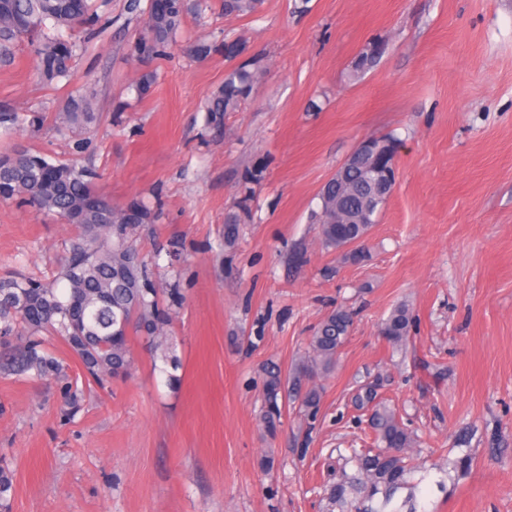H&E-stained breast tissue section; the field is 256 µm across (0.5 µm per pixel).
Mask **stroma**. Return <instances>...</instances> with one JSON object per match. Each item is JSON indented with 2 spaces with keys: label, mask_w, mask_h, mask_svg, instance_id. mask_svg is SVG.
Here are the masks:
<instances>
[{
  "label": "stroma",
  "mask_w": 512,
  "mask_h": 512,
  "mask_svg": "<svg viewBox=\"0 0 512 512\" xmlns=\"http://www.w3.org/2000/svg\"><path fill=\"white\" fill-rule=\"evenodd\" d=\"M127 5L98 0L104 27L80 43L70 83L41 84L16 43L0 63V112L48 119L0 134V155L78 162L113 202L154 211L136 246L156 284L182 296L166 329L180 383L169 386L141 337L133 376L92 388L72 413L60 382L0 372L10 512H340L327 491L341 455L372 445L352 401L369 383L416 441L396 503L512 512V0H264L249 17L203 0L168 55L145 62L130 46L149 0ZM226 37L265 72L216 123L205 107L232 63L187 49ZM373 38L376 64L355 71ZM76 87L88 120L58 122ZM389 135L396 185L362 258L343 259L321 243L319 190L359 140ZM78 234L0 200V276L50 278ZM402 304L415 323L396 353L380 324ZM337 307L354 325L316 419L289 403L267 437L264 367L293 368ZM464 455L470 468L454 467Z\"/></svg>",
  "instance_id": "35a3bbf8"
}]
</instances>
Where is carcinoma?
<instances>
[{
	"label": "carcinoma",
	"instance_id": "carcinoma-1",
	"mask_svg": "<svg viewBox=\"0 0 512 512\" xmlns=\"http://www.w3.org/2000/svg\"><path fill=\"white\" fill-rule=\"evenodd\" d=\"M96 0H0V59H11V47L28 40L40 80L49 85L70 77L77 43L61 31H93L100 21ZM261 0H223L227 15L256 13ZM189 11L188 0H163L148 8L144 32L131 47V56L140 61L164 57L176 39ZM224 52L233 60L243 48L236 40L218 44L201 43L189 47L198 60L212 52ZM379 57L371 40L359 54L355 68L363 70ZM262 69L254 63L239 65L224 76V84L214 93L206 111L216 120L226 112H236L245 103ZM86 94L71 97L60 120L78 123L87 116ZM46 116L37 111L0 112V129L6 133L24 128H40ZM97 174L84 167L53 162L41 153L22 150L0 155V191L16 199L36 215L51 216L74 224L81 234L50 280L29 277H0V370L17 376L50 379L66 376V364L46 346V337L61 339L79 360L85 384L105 387L114 378L131 374L133 357L130 335L147 339L154 357L178 369L170 355L165 328L172 321L170 308L160 304L163 294L177 304L176 288H159L152 280L149 263L132 243L142 224L154 222L149 207L138 199L122 206L98 192ZM320 240L327 249H344L350 259L361 256L373 224L386 202L375 196L367 173L346 171L341 182L326 181L319 192ZM353 313L343 307L328 313L314 329L308 355L296 364L290 378L281 368L264 369L262 423L269 435L281 425L286 399L300 402L304 415H317L323 385L336 364L353 326ZM413 315L404 305L393 309L382 323V334L392 348L406 346ZM84 390L78 382L62 387L65 403L77 409ZM376 390L366 385L354 395L355 404L373 406L370 426L378 450L354 453L355 473L336 484L331 497L343 512H400L387 510L395 492L412 472L406 459L413 438L402 418L376 401ZM14 490V474L0 459V512H7Z\"/></svg>",
	"mask_w": 512,
	"mask_h": 512
}]
</instances>
